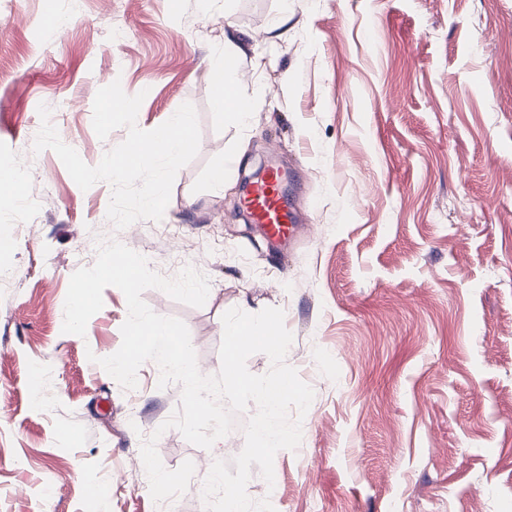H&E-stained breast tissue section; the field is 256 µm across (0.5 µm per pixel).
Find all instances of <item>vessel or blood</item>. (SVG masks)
<instances>
[{
	"instance_id": "vessel-or-blood-1",
	"label": "vessel or blood",
	"mask_w": 512,
	"mask_h": 512,
	"mask_svg": "<svg viewBox=\"0 0 512 512\" xmlns=\"http://www.w3.org/2000/svg\"><path fill=\"white\" fill-rule=\"evenodd\" d=\"M288 187L287 173L272 165L249 183L242 197L250 223L259 225L268 243L275 247L300 233V219Z\"/></svg>"
}]
</instances>
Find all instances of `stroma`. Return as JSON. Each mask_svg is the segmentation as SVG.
Instances as JSON below:
<instances>
[{
    "instance_id": "35a3bbf8",
    "label": "stroma",
    "mask_w": 512,
    "mask_h": 512,
    "mask_svg": "<svg viewBox=\"0 0 512 512\" xmlns=\"http://www.w3.org/2000/svg\"><path fill=\"white\" fill-rule=\"evenodd\" d=\"M0 0V172L23 166L26 204L0 197V512H157L143 438L173 470L204 478L245 444L248 413L221 447L158 427L181 387L138 386L97 363L122 342L123 293L103 292L85 336L62 331L74 271L114 239L172 278L206 275L204 306L158 289L143 300L187 326L216 374L222 316L277 307L286 362L314 391L296 450L274 458L275 512H512V0ZM125 33L110 37L112 29ZM252 105L214 109V43ZM144 93L151 130L194 105L197 156L162 220L118 230L112 188L81 190L34 152L39 105L88 165L97 90ZM304 170L300 237L273 259L240 216V184L264 158ZM224 167L223 188L210 173ZM103 488L106 509L88 495Z\"/></svg>"
}]
</instances>
